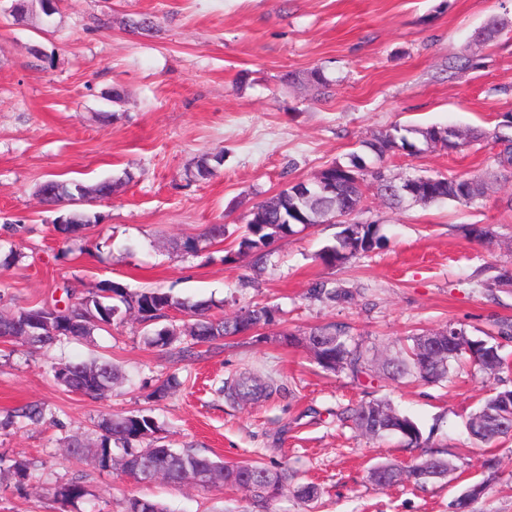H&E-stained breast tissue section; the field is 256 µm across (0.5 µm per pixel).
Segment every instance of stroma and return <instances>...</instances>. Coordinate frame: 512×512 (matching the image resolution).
I'll return each instance as SVG.
<instances>
[{"instance_id": "obj_1", "label": "stroma", "mask_w": 512, "mask_h": 512, "mask_svg": "<svg viewBox=\"0 0 512 512\" xmlns=\"http://www.w3.org/2000/svg\"><path fill=\"white\" fill-rule=\"evenodd\" d=\"M148 12L157 32L130 31L127 20ZM493 16L512 19V0H59L53 15L35 6L0 24V255L19 254L0 267V313L80 296L103 280L209 301L227 317L257 303L273 313L256 333L189 353L149 346L131 316L46 352L1 339L0 512H59L53 489L74 477L89 495L69 512H123L132 497L168 512H456L488 455L499 474L470 512H512V437L488 448L465 429L490 390L512 389V370L493 379L467 362L441 383L355 377L323 370L302 341L338 325L365 347L395 352L408 336L451 322L476 338L512 322V284L486 286L512 271V174L497 168L490 142L389 157L388 175L479 174L490 191L476 206L401 210L367 191L349 220L379 225L383 241L368 255L325 266L318 253L338 231L330 223L276 241L261 268L234 255L255 204L347 161L372 134L396 124L493 131L512 111V33L478 40ZM459 56L472 66L449 69ZM316 66L335 81L328 97L287 79ZM115 88L117 102L106 97ZM204 154L222 162L210 179L193 180ZM126 173L130 182L112 197L87 203L99 223L76 240L57 231L70 206L43 203L44 181L93 184ZM213 224L225 225L223 242L207 239ZM467 224L491 225L495 240L466 237ZM190 239L197 252L183 251ZM320 282L328 291L314 294ZM100 355L118 376L103 398L69 391L49 368L58 357ZM245 369L274 380L277 393L250 405L227 397L225 382ZM173 373L181 387L154 399ZM377 399L414 418L454 461L447 479L423 488L371 483L372 466L424 454L343 421L350 405ZM26 404L46 407V422L7 423ZM141 411L155 418L159 444L288 467L289 491L264 508L241 490L141 483L65 456L64 441L95 438L102 416ZM20 460L34 464L21 485L9 473ZM310 482L320 496L306 504L293 490Z\"/></svg>"}]
</instances>
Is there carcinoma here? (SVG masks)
Returning a JSON list of instances; mask_svg holds the SVG:
<instances>
[{
	"label": "carcinoma",
	"instance_id": "obj_1",
	"mask_svg": "<svg viewBox=\"0 0 512 512\" xmlns=\"http://www.w3.org/2000/svg\"><path fill=\"white\" fill-rule=\"evenodd\" d=\"M512 27V22L503 17L488 20L480 33L481 42L488 43L497 39ZM294 80L305 79L316 91L322 93L333 86V79L321 67H315L305 73H290ZM450 136L451 147L464 149L475 141L486 138V133L473 130L464 133L454 126L432 125L426 128L408 129L395 125L377 133L369 140L360 142V151L350 154L349 165L360 169L358 178L341 183L339 191L323 192L311 182L304 185L293 183L288 188L266 201L255 205L247 216L245 233L238 241L236 255L249 257L253 265L264 262L269 247L278 239L286 238L295 232V226L304 227L328 222L338 212L350 213L361 201L369 189L385 199L395 209L410 206V202L390 189L385 179L383 163L396 150L403 149L409 155H418L428 150V144L438 135ZM494 142L500 150L494 156L498 168L512 171V112L500 115L498 129L492 133ZM125 179L118 177L105 179L93 185L78 182L66 183L49 179L40 187V195L48 203H59L68 199L76 188H81L92 199L108 198ZM488 191L487 181L476 175H463L453 178L435 176L430 187L428 204L444 203L448 200L465 205L482 201ZM61 224L57 230L63 234L77 236L86 226L99 222V217L85 210H71L59 217ZM382 236L377 224H364L360 228V237L352 239L348 229H342L333 244L324 246L318 254L321 262L327 266L343 263L353 257L366 255L380 245ZM177 309L189 314L194 323L182 333L174 327H154L157 321L167 317V312ZM212 304L207 301H181L161 288H144L136 292L116 282H105L87 295L76 297L64 307L56 309V320L62 330L50 335L38 332L21 339V343L34 349L51 348L63 340H79L91 337L96 330H105L115 319L133 315L144 328L147 343L156 346H168L181 341V336L189 338L190 344H213L229 336H236L244 329L234 318L211 314ZM453 329L465 336L454 345L443 338L436 351H430L425 333L410 337L411 344L393 354L378 355L373 349L363 346L349 336L342 328L330 329L317 327L305 337L307 345L315 338L321 339V348L312 350L316 362L326 371L348 370L357 374L365 368L368 356L382 360V368L392 378H418L427 382H439L448 378L454 364L462 357L469 356L490 376L499 373L504 367L500 355L501 345L488 340L474 339L467 335L461 325ZM70 367L73 383L85 396L102 398L112 389L115 373L112 363L106 359L95 358L89 361H59L52 364L54 375H59L63 367ZM182 385L178 376L171 374L153 391L157 399L165 398L170 392ZM273 394L272 385L265 379L247 372L236 377L228 386V395L243 401H258ZM512 390L495 391L487 395L481 405L469 415L466 426L471 438L488 445L500 438L512 435ZM15 416L31 424H39L46 418V409L37 404L26 405L15 410ZM347 419L363 435L381 437L389 434L387 428L395 427L402 431L400 439L407 448H427L429 439L424 437L418 424L407 415L398 411L386 400L362 402L347 410ZM96 439L86 443L73 439L70 448L80 449V454L97 456L100 467L107 469L118 462L124 472L131 477L144 481L153 473L160 471L167 482L178 485L183 483L189 473L213 471L217 473L222 485L241 488L248 478L264 479L267 487L251 490L254 498L271 501L277 498L288 484V472L273 469L262 463L229 464L215 461L207 456L192 452H181L166 446H157L149 442L158 426L148 414L110 415V420H101ZM122 449V454L114 456L113 448ZM438 466L446 472L455 468L448 458L431 456L418 463L401 467L393 463L385 464L390 469L388 485L410 482L417 487L427 485L412 475L424 467ZM89 491L79 478H72L57 484L53 491L54 500L65 512L68 505L85 499Z\"/></svg>",
	"mask_w": 512,
	"mask_h": 512
}]
</instances>
